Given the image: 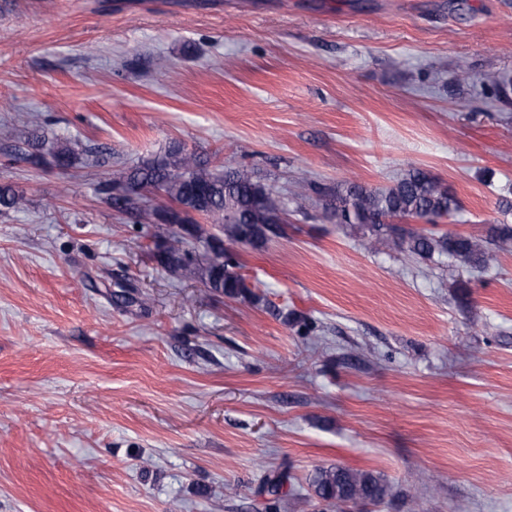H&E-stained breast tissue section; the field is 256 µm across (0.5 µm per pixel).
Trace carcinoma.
I'll list each match as a JSON object with an SVG mask.
<instances>
[{
    "label": "carcinoma",
    "mask_w": 512,
    "mask_h": 512,
    "mask_svg": "<svg viewBox=\"0 0 512 512\" xmlns=\"http://www.w3.org/2000/svg\"><path fill=\"white\" fill-rule=\"evenodd\" d=\"M30 146L32 158L48 153L61 169L72 167L77 160L71 146L39 130L32 134ZM125 187L156 189L169 199V204L155 208L127 200L120 207L112 191ZM97 191L133 224H157L165 216L189 225L186 232L171 231L159 244L161 269L197 278L210 290L228 297L244 295L256 303L262 302V297L246 286L233 254L222 245H214L215 235L191 217L196 212L223 221L228 215H235L236 223L223 225L224 240L233 244L260 247L271 236L279 235L282 225L287 223L288 203L272 188L254 179L253 171L238 167L215 172L198 155L172 145L161 158L127 168L118 179L99 184ZM24 205L23 196L8 186H0L1 207L21 209ZM323 209L341 226L360 231L365 237L390 238L401 251L423 260L447 256L462 266L486 271L498 262L500 252L512 248V226L508 224L492 226L488 238L480 239L450 231L422 233L393 223L395 218H450L459 209V201L450 187L420 168L407 171L383 189L357 183L338 184L327 195ZM112 300L118 307L141 302L134 290L123 284L112 292ZM289 480L286 467L265 476L257 495L265 500L266 512H279L288 497L284 488ZM308 488L310 495L336 512H346L350 501L379 503L389 494L388 484L380 476L342 466L315 469Z\"/></svg>",
    "instance_id": "obj_1"
}]
</instances>
